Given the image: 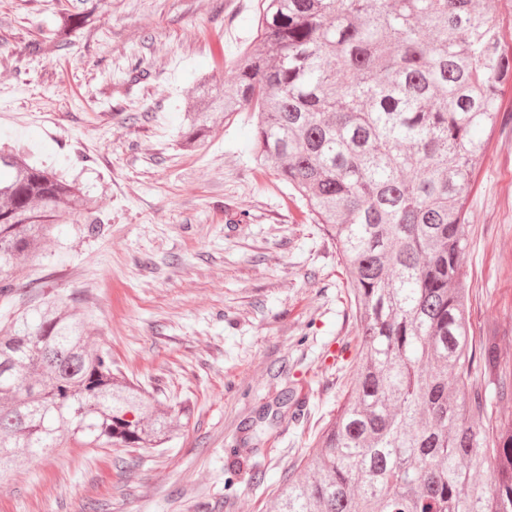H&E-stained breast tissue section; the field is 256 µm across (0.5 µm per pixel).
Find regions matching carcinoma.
<instances>
[{
    "instance_id": "cac0c4a2",
    "label": "carcinoma",
    "mask_w": 512,
    "mask_h": 512,
    "mask_svg": "<svg viewBox=\"0 0 512 512\" xmlns=\"http://www.w3.org/2000/svg\"><path fill=\"white\" fill-rule=\"evenodd\" d=\"M231 80L204 77L181 147L247 113L252 152L346 259L357 370L272 512H512V400L500 338L470 336L465 204L503 112L512 55L474 0H263ZM102 0L55 19L58 47ZM74 180L0 149V299L60 224L103 223ZM64 302L0 328V476L75 442L164 448L167 413L112 367Z\"/></svg>"
}]
</instances>
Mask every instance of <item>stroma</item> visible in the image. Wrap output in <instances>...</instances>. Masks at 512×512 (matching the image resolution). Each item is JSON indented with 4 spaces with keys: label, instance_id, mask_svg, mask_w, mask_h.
Wrapping results in <instances>:
<instances>
[{
    "label": "stroma",
    "instance_id": "1",
    "mask_svg": "<svg viewBox=\"0 0 512 512\" xmlns=\"http://www.w3.org/2000/svg\"><path fill=\"white\" fill-rule=\"evenodd\" d=\"M77 4L0 0V141L77 179L103 222L59 226L0 324L23 302L68 301L176 437L54 449L0 477V512H270L348 387L358 326L341 253L256 161L253 126L220 120L197 149L179 144L195 78H227L261 0H106L59 49L55 18ZM466 209L472 332L497 327L512 361L511 118ZM289 391L303 409L277 405Z\"/></svg>",
    "mask_w": 512,
    "mask_h": 512
}]
</instances>
